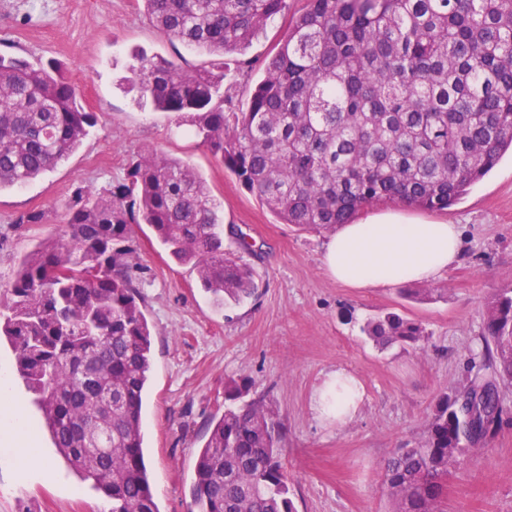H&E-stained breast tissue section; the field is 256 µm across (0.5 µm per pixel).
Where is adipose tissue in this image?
<instances>
[{
	"mask_svg": "<svg viewBox=\"0 0 512 512\" xmlns=\"http://www.w3.org/2000/svg\"><path fill=\"white\" fill-rule=\"evenodd\" d=\"M462 253L458 225L425 220L401 209H387L362 221L340 224L328 235L322 261L336 282L350 288H396L440 278ZM365 399L351 374H328L315 390L312 408L322 420L344 425L354 420ZM0 444L13 451L21 476L55 481L43 464L39 438L24 397L16 390L7 362L0 360Z\"/></svg>",
	"mask_w": 512,
	"mask_h": 512,
	"instance_id": "ef3b65f1",
	"label": "adipose tissue"
}]
</instances>
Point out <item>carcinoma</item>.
I'll return each instance as SVG.
<instances>
[{
  "label": "carcinoma",
  "mask_w": 512,
  "mask_h": 512,
  "mask_svg": "<svg viewBox=\"0 0 512 512\" xmlns=\"http://www.w3.org/2000/svg\"><path fill=\"white\" fill-rule=\"evenodd\" d=\"M165 37L243 54L288 0H140ZM129 84L285 224L331 229L374 204L442 211L512 150V0H306L262 61L245 112L224 107V66L187 69L132 52ZM97 123L60 67L0 55V191L76 151ZM149 224L192 264L216 303L255 288L224 253V218L197 171L148 151L126 178L79 187L65 230L20 259L3 291L0 337L68 467L110 512H160L143 451L151 329L133 279L131 225ZM361 331L377 347L417 345L423 323L386 312ZM474 374L443 393L424 438L400 448L385 483L392 512H440L448 473L491 438L512 387V287L490 301ZM246 377L224 385L195 469L191 512H294L284 425Z\"/></svg>",
  "instance_id": "1"
}]
</instances>
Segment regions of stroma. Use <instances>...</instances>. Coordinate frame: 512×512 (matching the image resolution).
<instances>
[{
	"mask_svg": "<svg viewBox=\"0 0 512 512\" xmlns=\"http://www.w3.org/2000/svg\"><path fill=\"white\" fill-rule=\"evenodd\" d=\"M287 25V17L275 16L245 55L225 54L224 91L236 109H245L261 62ZM136 47L188 68L216 60L160 34L137 0H0V54L56 63L97 117L80 148L53 171L0 191V287L12 281L26 252L62 230L75 188L109 186L123 178L129 159L148 150L189 164L234 228L224 250L251 269L256 290L215 306L191 265L172 258L149 225H133L135 275L152 332L144 453L160 512H188L206 425L224 411L225 381L242 376L252 380L253 396L273 401L284 422L283 462L297 512H391L383 481L389 459L423 438L439 395L466 380L487 305L512 285V155L433 214L459 225L463 238L458 262L435 282L442 298L421 303L401 287L346 288L323 266L326 232L278 221L189 126L138 104L125 83ZM30 210L44 211L46 223H18ZM241 236L250 252L240 253ZM389 311L420 320L428 338L375 349L360 326ZM336 370L355 375L366 391L360 413L342 427L319 420L311 406L314 390ZM40 441L57 481H20L0 448V512H103L102 495L66 466L48 433ZM441 508L512 512V422L461 456Z\"/></svg>",
	"mask_w": 512,
	"mask_h": 512,
	"instance_id": "obj_1",
	"label": "stroma"
}]
</instances>
